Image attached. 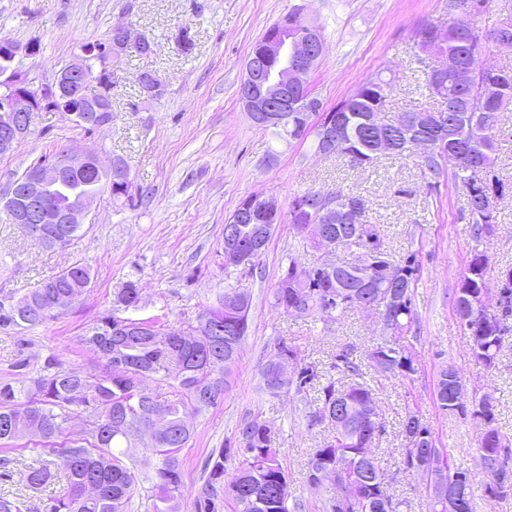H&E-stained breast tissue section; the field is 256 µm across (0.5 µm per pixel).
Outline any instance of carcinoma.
<instances>
[{"label":"carcinoma","mask_w":512,"mask_h":512,"mask_svg":"<svg viewBox=\"0 0 512 512\" xmlns=\"http://www.w3.org/2000/svg\"><path fill=\"white\" fill-rule=\"evenodd\" d=\"M463 15L448 21V30L441 32L437 25L426 24L416 34V46L423 50V39L433 33L446 38V51L458 64L472 66L476 84L486 99L487 117L493 136L474 134L465 140L452 136H438L442 141L440 153L454 161L434 160L430 165L419 164L422 180L428 190H436L447 180L460 187L467 197L461 219L470 224L475 241L491 235L497 224L498 200L506 189L496 171L497 136L501 131L500 114L512 107V69L478 64L482 53L493 50L512 52V15L500 21L496 30L498 41H481L473 35L476 24L472 17L481 13L488 0H465ZM103 43H87L81 49L89 53L90 69L100 72L105 57L96 49ZM394 91L393 82L377 73L365 78L350 95L319 113L331 116L343 127L342 140L336 148L340 158L353 167L372 168L383 157L407 159L414 156L409 138L403 128V116L381 125L365 122L373 113H381ZM293 111L299 128L288 131L271 130V135L287 143L312 139L318 148L315 126L300 128L303 113ZM390 148L379 151L381 139ZM109 189L112 197L129 195V188L118 189L104 180L87 177L79 172L71 177L68 189L57 194L58 201L66 200L70 192H100ZM238 236L248 242L271 237L272 224H238ZM43 230L64 238V244L75 237L79 228L64 224H45ZM328 233L342 249H359L361 258L356 263H336L330 272L318 271V266L304 268L296 259L289 261L274 288V305L287 316L335 319L346 311L364 308L374 299L387 307L388 329L374 340L367 351L373 370L386 378L403 380L414 373L412 348L402 339L415 323L412 296L417 285L419 264L417 255L408 251L402 260L386 258L383 241L376 224H335ZM394 265L406 276L397 283L384 282L379 265ZM488 261L484 254H471L460 276L462 289L478 293L486 280ZM498 279L505 283V296L492 316V323L483 331L481 339H468L469 356L490 371L496 368L499 354L512 320V267L503 269ZM92 285L90 268L75 261L58 275L26 296L0 297V329L31 328L42 325L59 315L54 309L64 295ZM235 288L229 283L224 291L206 307L203 316L208 323L222 331L220 336L203 334L201 325L170 329L162 332L156 322L144 319L137 330L127 333L116 328V315L100 317L87 330L85 343L103 363L99 374L67 368L54 354L45 357L39 371L28 383L0 381V470L3 476L16 463L6 452L17 447L25 437L36 439L42 450L62 461L67 492L51 501L49 512H130L136 494L144 491L151 501L152 512H177L178 500L185 496L181 479L179 453L193 434L189 418L205 409L215 407L219 400L207 398L211 386L219 382L223 392L232 387L233 372L240 359L236 334H247L251 298L244 293V303L229 309L224 304L226 292ZM141 288L133 280L125 282L116 294L115 307L127 310L139 308ZM284 354L297 355V348L284 342L262 365L260 377L263 390L279 397L295 389L303 399H313L315 408L308 412L310 428L331 430L321 447L310 453L307 462V482L317 488L318 473L326 468H339L356 485V494L347 512H402L403 500H396L381 480L383 470L376 452V443L385 428L374 424L363 414L354 411L373 399L366 382L360 381L362 371L346 350L336 354L334 368L351 381L338 384L335 379L322 381L318 369L308 364L300 368L297 379L281 383L276 374V359ZM458 372L444 369L435 383V399L445 413L469 416L481 427L478 450L501 449L492 455L481 456L486 472L485 492L494 500L512 496V440L501 435L495 426L497 401L475 398L471 404L453 403L452 384ZM151 377L158 390L151 402L140 400L132 391L134 384ZM167 417L166 430L155 441L144 444L149 452L145 464L153 469L150 486L139 484L135 474L137 461L130 449L138 443L133 430L121 428L120 420L127 416L147 418L156 411ZM337 415L345 430L339 431L329 416ZM84 420L86 437L66 441L62 436L75 418ZM439 453L448 471H460L450 464L448 452L437 446L433 435L420 443H410L403 458L404 469L412 471L417 453ZM238 460V467L230 479H225L224 462L228 457ZM204 482L191 492L194 512H220L228 505L231 512H298L302 503L291 497L288 478L280 459V450L272 441V429L258 415L243 420L234 442L228 443L206 460ZM55 474L47 464L31 467L27 473L28 487L39 489L49 484Z\"/></svg>","instance_id":"1"}]
</instances>
